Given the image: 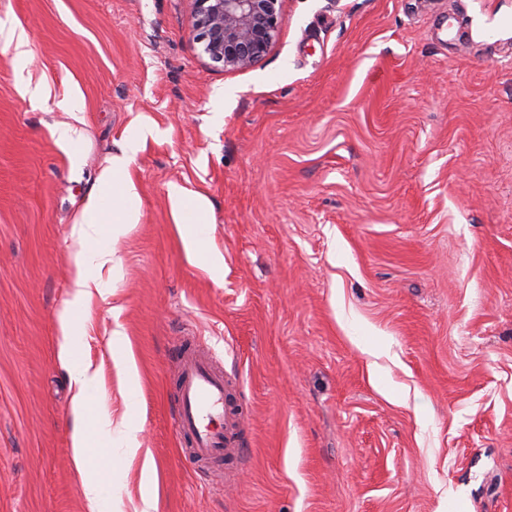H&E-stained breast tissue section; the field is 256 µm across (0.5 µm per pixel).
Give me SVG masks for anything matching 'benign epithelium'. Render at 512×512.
Instances as JSON below:
<instances>
[{"instance_id":"benign-epithelium-1","label":"benign epithelium","mask_w":512,"mask_h":512,"mask_svg":"<svg viewBox=\"0 0 512 512\" xmlns=\"http://www.w3.org/2000/svg\"><path fill=\"white\" fill-rule=\"evenodd\" d=\"M285 0H195L193 31L202 52L226 71L266 57L284 20Z\"/></svg>"}]
</instances>
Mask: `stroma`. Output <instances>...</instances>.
Masks as SVG:
<instances>
[{"instance_id":"obj_1","label":"stroma","mask_w":512,"mask_h":512,"mask_svg":"<svg viewBox=\"0 0 512 512\" xmlns=\"http://www.w3.org/2000/svg\"><path fill=\"white\" fill-rule=\"evenodd\" d=\"M194 10L0 0V512H88L58 317L98 246L82 207L144 127L139 220L72 336L113 424L136 371L140 455L90 451L112 512H139L146 452L157 512H512V0H285L243 71L202 55ZM173 184L207 201L222 276L187 253ZM185 336L237 381L228 480L176 435Z\"/></svg>"}]
</instances>
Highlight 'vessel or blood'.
I'll list each match as a JSON object with an SVG mask.
<instances>
[{"label":"vessel or blood","mask_w":512,"mask_h":512,"mask_svg":"<svg viewBox=\"0 0 512 512\" xmlns=\"http://www.w3.org/2000/svg\"><path fill=\"white\" fill-rule=\"evenodd\" d=\"M175 356L179 373L173 412L184 455L216 465L228 458L245 460L242 415L230 399L223 367L191 342L181 344Z\"/></svg>","instance_id":"vessel-or-blood-1"}]
</instances>
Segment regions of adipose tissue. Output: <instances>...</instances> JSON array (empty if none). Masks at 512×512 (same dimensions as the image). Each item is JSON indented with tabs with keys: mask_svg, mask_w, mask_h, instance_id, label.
<instances>
[{
	"mask_svg": "<svg viewBox=\"0 0 512 512\" xmlns=\"http://www.w3.org/2000/svg\"><path fill=\"white\" fill-rule=\"evenodd\" d=\"M142 137L136 136L126 140L122 153L113 157L109 166L100 177L101 189L91 194L82 209L81 219L75 231L82 240H92L109 235L119 236L126 226L138 220L137 202L139 191L129 174L132 157L139 151ZM173 216L180 224L183 241L187 250L194 257L204 260L212 270H219L221 262L209 255L205 237L207 206L187 190L177 184L169 188ZM109 252L97 248L88 254L77 255L73 278L74 292L72 299L60 317V329L63 335H70L75 314L92 298L93 291L99 288L97 272L110 263ZM60 358L69 368L70 375L77 390L74 397L76 411L88 414V428L75 430L73 435V457L79 471L85 472L83 493L89 504L90 512H103V476L99 469L91 467L89 462L90 447H111L114 439H121L126 447H133L141 424L137 419H128L120 434H113L112 420L109 413L101 408H92L90 388L97 379V373L91 364L78 360L70 344H62Z\"/></svg>",
	"mask_w": 512,
	"mask_h": 512,
	"instance_id": "obj_1",
	"label": "adipose tissue"
}]
</instances>
